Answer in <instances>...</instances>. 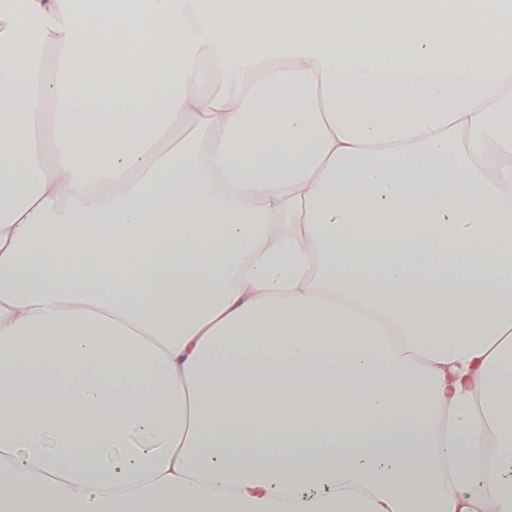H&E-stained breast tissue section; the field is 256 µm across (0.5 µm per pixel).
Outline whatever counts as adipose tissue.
<instances>
[{"instance_id":"obj_1","label":"adipose tissue","mask_w":512,"mask_h":512,"mask_svg":"<svg viewBox=\"0 0 512 512\" xmlns=\"http://www.w3.org/2000/svg\"><path fill=\"white\" fill-rule=\"evenodd\" d=\"M0 512H512L505 0H0Z\"/></svg>"}]
</instances>
